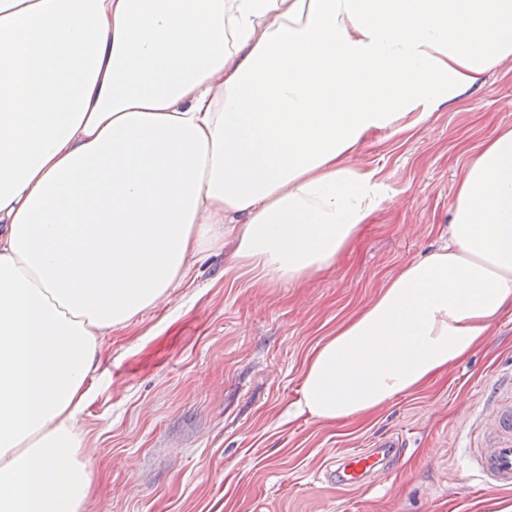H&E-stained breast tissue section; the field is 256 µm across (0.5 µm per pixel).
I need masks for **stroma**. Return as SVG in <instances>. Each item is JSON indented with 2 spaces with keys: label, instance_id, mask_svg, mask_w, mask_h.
<instances>
[{
  "label": "stroma",
  "instance_id": "35a3bbf8",
  "mask_svg": "<svg viewBox=\"0 0 512 512\" xmlns=\"http://www.w3.org/2000/svg\"><path fill=\"white\" fill-rule=\"evenodd\" d=\"M511 126L512 59L424 125L366 138L351 162L377 171L384 199L331 267L273 282L228 241L154 307L104 330L80 419L84 512H512V490L471 493L456 453L480 444L482 395L512 372V314L464 361L369 415L296 412L317 343L447 239L465 163ZM399 432L406 445L375 487L327 481L337 455Z\"/></svg>",
  "mask_w": 512,
  "mask_h": 512
}]
</instances>
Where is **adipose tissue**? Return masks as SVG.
Returning <instances> with one entry per match:
<instances>
[{
	"label": "adipose tissue",
	"mask_w": 512,
	"mask_h": 512,
	"mask_svg": "<svg viewBox=\"0 0 512 512\" xmlns=\"http://www.w3.org/2000/svg\"><path fill=\"white\" fill-rule=\"evenodd\" d=\"M512 56V0H0V512H81L99 335L202 248L273 281L383 200L350 162ZM512 307V127L466 164L447 245L318 344L300 413L413 393Z\"/></svg>",
	"instance_id": "obj_1"
}]
</instances>
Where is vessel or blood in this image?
<instances>
[{
  "mask_svg": "<svg viewBox=\"0 0 512 512\" xmlns=\"http://www.w3.org/2000/svg\"><path fill=\"white\" fill-rule=\"evenodd\" d=\"M486 428L482 447L470 449L468 463L478 473L484 488H512V395H502L482 417ZM403 441L387 437L372 448H358L336 460L330 478L337 486L351 489L370 485L375 474L393 463Z\"/></svg>",
  "mask_w": 512,
  "mask_h": 512,
  "instance_id": "1",
  "label": "vessel or blood"
}]
</instances>
